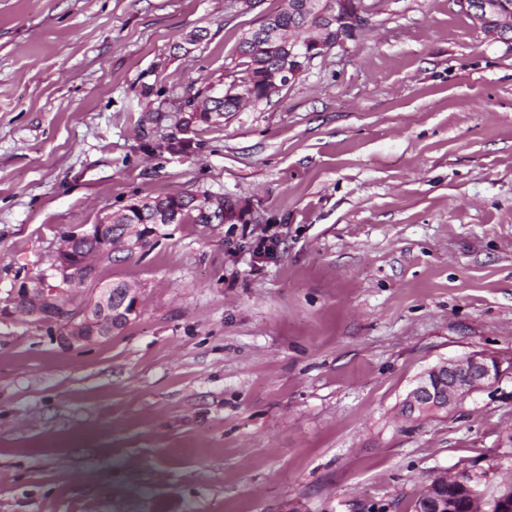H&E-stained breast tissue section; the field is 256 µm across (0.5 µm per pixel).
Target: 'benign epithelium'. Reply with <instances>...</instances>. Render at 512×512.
I'll use <instances>...</instances> for the list:
<instances>
[{"label": "benign epithelium", "instance_id": "benign-epithelium-1", "mask_svg": "<svg viewBox=\"0 0 512 512\" xmlns=\"http://www.w3.org/2000/svg\"><path fill=\"white\" fill-rule=\"evenodd\" d=\"M461 9L469 13L479 29L492 40H508V25H512V0H458ZM373 5L361 4L354 9L336 8L331 23L336 25V42L321 38L313 41L299 37L288 39L287 54L276 65L273 84L281 88L300 77L310 63L328 54L335 45L344 42V33L365 29ZM142 224H93L73 232L61 241L55 252L54 276L30 274L11 292L0 315H15L34 319L58 329L60 342L68 347L97 342L112 335L120 324L136 313L139 291L133 286L116 288L110 284L97 289L95 297L80 305L67 301L73 290L95 280L101 254L142 251ZM94 240L99 248L89 253L78 249L83 240ZM501 375L498 359L483 353H469L429 367L414 381L404 404L405 416L427 406L448 411L473 392L493 385ZM452 481L446 475L427 485L420 493L426 503L425 512H449L448 498L441 495L443 485ZM493 512H512V482L498 485Z\"/></svg>", "mask_w": 512, "mask_h": 512}]
</instances>
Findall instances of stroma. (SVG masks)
Instances as JSON below:
<instances>
[{
    "instance_id": "obj_1",
    "label": "stroma",
    "mask_w": 512,
    "mask_h": 512,
    "mask_svg": "<svg viewBox=\"0 0 512 512\" xmlns=\"http://www.w3.org/2000/svg\"><path fill=\"white\" fill-rule=\"evenodd\" d=\"M281 4L0 0V302L133 199L238 211L100 265L140 287L108 339L0 318V512H413L439 472L512 478V41L457 0H379L270 100L175 111L244 75ZM472 352L497 383L402 417Z\"/></svg>"
}]
</instances>
